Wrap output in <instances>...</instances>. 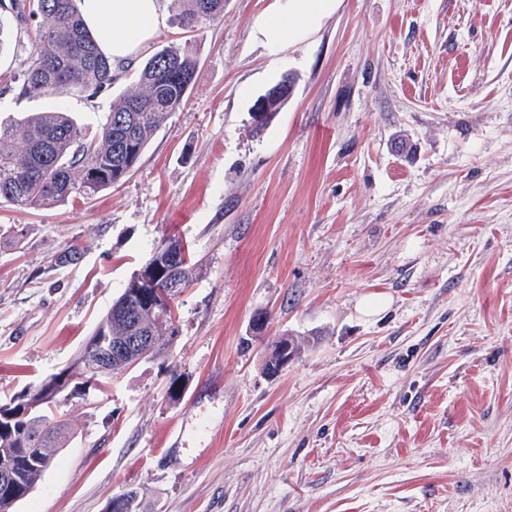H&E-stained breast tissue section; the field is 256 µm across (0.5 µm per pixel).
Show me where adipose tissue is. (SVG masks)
Returning <instances> with one entry per match:
<instances>
[{"mask_svg":"<svg viewBox=\"0 0 512 512\" xmlns=\"http://www.w3.org/2000/svg\"><path fill=\"white\" fill-rule=\"evenodd\" d=\"M336 9V0H287L269 19L258 20L254 37L277 49L307 40ZM79 10L101 50L113 61L138 56L164 25L159 0H80Z\"/></svg>","mask_w":512,"mask_h":512,"instance_id":"adipose-tissue-1","label":"adipose tissue"}]
</instances>
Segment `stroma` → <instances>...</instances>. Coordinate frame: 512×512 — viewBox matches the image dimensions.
I'll list each match as a JSON object with an SVG mask.
<instances>
[{
	"instance_id": "1",
	"label": "stroma",
	"mask_w": 512,
	"mask_h": 512,
	"mask_svg": "<svg viewBox=\"0 0 512 512\" xmlns=\"http://www.w3.org/2000/svg\"><path fill=\"white\" fill-rule=\"evenodd\" d=\"M272 3L187 35L161 0L150 50L199 67L137 168L0 203V402L72 362L163 238L202 265L168 352L58 405L75 435L11 512H512V0H340L279 50L253 37ZM294 87L287 78L278 82L269 88L264 94L260 95L251 106V112H263L260 122L254 129L257 132L262 131L268 126L269 122L278 112H274V106L281 100L291 97ZM251 112L249 113L252 119Z\"/></svg>"
}]
</instances>
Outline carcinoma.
<instances>
[{"mask_svg":"<svg viewBox=\"0 0 512 512\" xmlns=\"http://www.w3.org/2000/svg\"><path fill=\"white\" fill-rule=\"evenodd\" d=\"M173 21L180 29L194 33L206 23L224 19V0H174ZM35 25L38 41L26 58L22 78L3 75L4 88L19 81L20 94L56 99L63 95L96 99L112 89L118 80L112 58L106 56L87 29L77 0H0V52L9 19ZM199 60L190 44H169L152 53L134 80L112 99L106 121L89 133L75 118L57 108L23 118L0 117V201L26 208H53L77 200H88L125 180L136 168L141 155L158 130L188 97ZM159 247L177 256L161 264L163 278H175L186 288L198 266L192 263L188 247L175 237L163 239ZM148 285L132 276L112 306L128 304L131 320L111 314L99 323L75 359L64 369L65 394L72 398L97 380L86 366L85 352L97 337L133 336L145 332L149 317L144 294ZM173 308L163 311L155 326L157 343L151 353L167 350L175 332L164 334L173 323ZM56 401L41 406L38 414L0 418V448H20L25 440L52 459L73 436L65 420L50 424L49 413ZM14 476L16 493L25 495L42 472L27 465V458L0 459V481Z\"/></svg>","mask_w":512,"mask_h":512,"instance_id":"obj_1","label":"carcinoma"}]
</instances>
